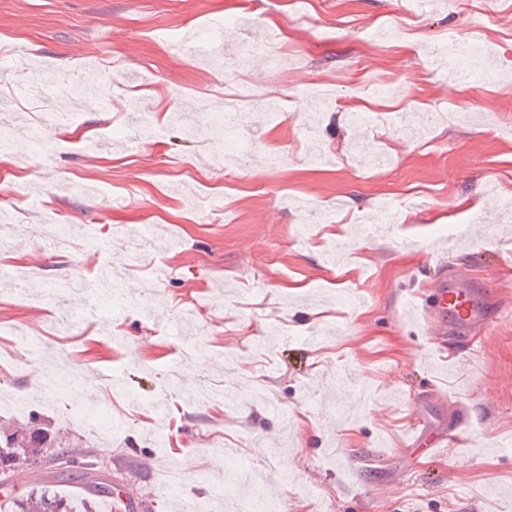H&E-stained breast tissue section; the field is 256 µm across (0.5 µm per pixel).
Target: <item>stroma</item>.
I'll return each mask as SVG.
<instances>
[{
	"instance_id": "1",
	"label": "stroma",
	"mask_w": 512,
	"mask_h": 512,
	"mask_svg": "<svg viewBox=\"0 0 512 512\" xmlns=\"http://www.w3.org/2000/svg\"><path fill=\"white\" fill-rule=\"evenodd\" d=\"M391 27L398 37L382 39ZM214 28L223 62L171 55L179 37ZM474 30L512 72V0H432L425 13L410 0H0V109L14 141L38 127L54 146L0 158V193L16 195L0 269L30 270L23 292L0 280V426L36 419L71 459L111 457L132 512H192L203 499L222 512L225 447L283 512H512V84L456 82L430 62L448 36ZM262 40L282 64L255 62L248 76L281 94L239 129L249 160L223 166L210 158V117L234 87L238 55ZM88 71L115 85L112 107L88 95L76 109L86 137L59 136L27 89L39 73ZM362 81L403 93L364 98ZM157 87L168 91L159 104ZM129 95L165 127L134 152L121 147L139 136ZM360 99L374 116L367 135L346 110ZM103 196L126 197V209L101 211ZM464 197L483 205L461 216L469 241L452 262L493 311L473 350L433 340L407 315L455 236L434 217ZM380 199L412 222L377 220L358 234L359 210ZM53 213L73 232L56 255L41 246ZM143 229L149 245L120 279L140 312L105 303L89 317L86 291L54 294ZM188 308L207 325L208 363L183 366L170 385L173 324ZM23 334L35 349L16 344ZM50 370L97 375L81 414L47 397ZM244 379L267 401L193 400L201 386ZM412 416L429 430L463 422L470 442L442 460L411 454ZM47 476L73 512H112L108 496L40 463L20 462L7 492Z\"/></svg>"
}]
</instances>
